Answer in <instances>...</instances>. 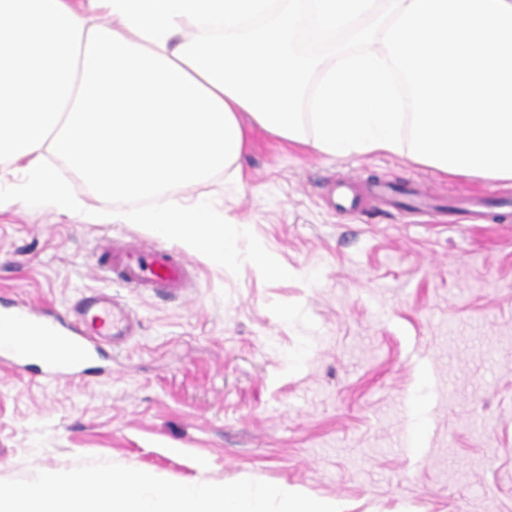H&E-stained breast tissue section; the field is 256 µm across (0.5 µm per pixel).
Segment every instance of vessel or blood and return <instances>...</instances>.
Returning <instances> with one entry per match:
<instances>
[{
    "label": "vessel or blood",
    "instance_id": "vessel-or-blood-1",
    "mask_svg": "<svg viewBox=\"0 0 512 512\" xmlns=\"http://www.w3.org/2000/svg\"><path fill=\"white\" fill-rule=\"evenodd\" d=\"M111 267L113 274L131 288L149 285L179 292L188 283L187 268L174 262L162 249L146 250L128 244L112 259ZM82 310L93 313L94 329L35 309L12 311V318L21 322L23 331L18 336L9 332L0 335V364L14 369L39 365L45 377L52 379L83 375L87 366L102 354L101 337L109 336L116 342L124 340L129 334V323L124 315L115 312L109 300L87 298Z\"/></svg>",
    "mask_w": 512,
    "mask_h": 512
}]
</instances>
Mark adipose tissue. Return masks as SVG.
<instances>
[{
    "instance_id": "1",
    "label": "adipose tissue",
    "mask_w": 512,
    "mask_h": 512,
    "mask_svg": "<svg viewBox=\"0 0 512 512\" xmlns=\"http://www.w3.org/2000/svg\"><path fill=\"white\" fill-rule=\"evenodd\" d=\"M91 0H0V165L24 164L20 189L0 186V210L47 201L91 224H144L191 252L230 264L245 227L177 188L236 166L246 149L240 104L178 59L184 34L165 46ZM64 160L66 180L47 163ZM105 196L151 198L153 209L87 206Z\"/></svg>"
}]
</instances>
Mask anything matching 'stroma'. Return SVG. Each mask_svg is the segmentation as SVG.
Here are the masks:
<instances>
[{
	"instance_id": "stroma-1",
	"label": "stroma",
	"mask_w": 512,
	"mask_h": 512,
	"mask_svg": "<svg viewBox=\"0 0 512 512\" xmlns=\"http://www.w3.org/2000/svg\"><path fill=\"white\" fill-rule=\"evenodd\" d=\"M245 127L241 181L219 172L179 194L248 225L282 276L44 202L0 212V302L72 321L103 291L136 321L79 378L0 366V480L95 457L181 484L260 480L346 512H512V214L497 220L512 182ZM377 185L415 187L432 210ZM466 194L491 222L450 223ZM109 240L168 248L192 288L111 279Z\"/></svg>"
}]
</instances>
